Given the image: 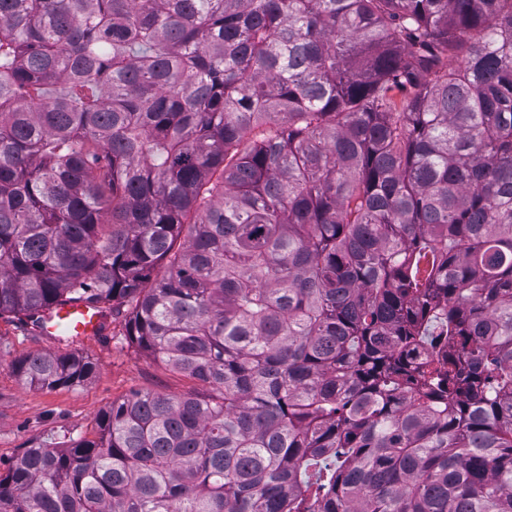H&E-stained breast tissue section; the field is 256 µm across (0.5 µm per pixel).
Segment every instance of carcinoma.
Masks as SVG:
<instances>
[{
	"mask_svg": "<svg viewBox=\"0 0 512 512\" xmlns=\"http://www.w3.org/2000/svg\"><path fill=\"white\" fill-rule=\"evenodd\" d=\"M71 302L199 389L0 512H512V0H0V315Z\"/></svg>",
	"mask_w": 512,
	"mask_h": 512,
	"instance_id": "cac0c4a2",
	"label": "carcinoma"
}]
</instances>
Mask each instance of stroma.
<instances>
[{
  "instance_id": "obj_1",
  "label": "stroma",
  "mask_w": 512,
  "mask_h": 512,
  "mask_svg": "<svg viewBox=\"0 0 512 512\" xmlns=\"http://www.w3.org/2000/svg\"><path fill=\"white\" fill-rule=\"evenodd\" d=\"M124 321L116 316L104 334L78 344L95 366L88 381L48 390L25 384L12 364L32 353H64L65 345L24 328L12 315H0V474L33 445L66 448L93 438L97 417L133 392L180 396L195 388L194 380L170 372L132 344Z\"/></svg>"
}]
</instances>
